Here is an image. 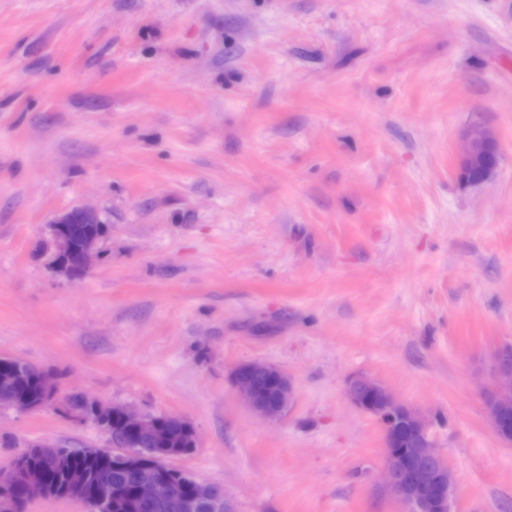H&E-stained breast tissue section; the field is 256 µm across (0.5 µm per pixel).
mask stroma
<instances>
[{"instance_id": "obj_1", "label": "stroma", "mask_w": 512, "mask_h": 512, "mask_svg": "<svg viewBox=\"0 0 512 512\" xmlns=\"http://www.w3.org/2000/svg\"><path fill=\"white\" fill-rule=\"evenodd\" d=\"M83 205L109 232L68 282L39 250ZM505 344L512 0H0V355L187 421L176 466L235 512H399L364 373L431 414L455 512H512L480 396ZM253 360L294 381L276 422L235 393ZM32 442L107 438L0 408V470ZM488 149H496L498 159L494 164L484 163V155ZM500 158L499 143L491 130L482 124H474L463 136L458 157L460 176L469 183L484 181L497 167ZM480 168L477 179H471V172Z\"/></svg>"}]
</instances>
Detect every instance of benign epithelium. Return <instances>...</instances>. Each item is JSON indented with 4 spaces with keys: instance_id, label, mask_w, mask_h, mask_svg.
Here are the masks:
<instances>
[{
    "instance_id": "benign-epithelium-1",
    "label": "benign epithelium",
    "mask_w": 512,
    "mask_h": 512,
    "mask_svg": "<svg viewBox=\"0 0 512 512\" xmlns=\"http://www.w3.org/2000/svg\"><path fill=\"white\" fill-rule=\"evenodd\" d=\"M499 149L497 138L482 124H474L463 136L458 167L463 180L471 183L484 181L497 164L484 163L485 152ZM68 224L104 225L99 211L76 207L56 215L47 225V239L42 254L47 258L49 270L69 280L82 277L101 257L104 232L86 234L78 247H72L65 227ZM491 377L493 385L482 392L487 419L494 438L512 445V435L505 432L504 417L512 416V347L500 346L494 353ZM233 384L237 394L251 411L266 421L283 416L293 403L295 386L288 374L279 367L262 361L238 365L233 371ZM59 385L55 379L46 381L42 399L32 403L22 396L0 399V407L19 411L39 410L47 407L63 408L66 400L58 397ZM345 396L360 411L373 417L384 434L385 468L382 476L384 489L406 508V512H452L456 486L445 458L433 445L431 418L419 409L397 400L391 390L366 374H355L346 382ZM86 411L74 412L71 417L82 423H91L107 437H112L111 422L118 420L128 436L123 441L111 442L112 464L124 467L139 466L144 455L136 448V435L147 433L151 437L149 458L167 472L173 471L168 461L187 455L197 445L194 429L182 418L164 413H136L127 407L105 403L82 396ZM410 436L411 447L399 451L401 430ZM109 479L104 477L93 498L86 497L81 480L75 479L71 498L87 506L88 512H102ZM14 483L23 491L27 503L50 496L51 488L44 477L25 471L14 463L0 472V484ZM193 492L178 498L177 485L161 476L145 478L139 487V498L144 503L180 499L183 512H195L197 504L209 501L224 505V512H232V502L223 490L200 482L196 476L187 481Z\"/></svg>"
}]
</instances>
